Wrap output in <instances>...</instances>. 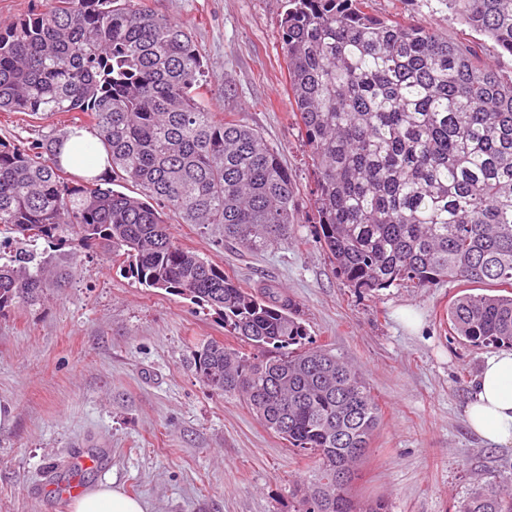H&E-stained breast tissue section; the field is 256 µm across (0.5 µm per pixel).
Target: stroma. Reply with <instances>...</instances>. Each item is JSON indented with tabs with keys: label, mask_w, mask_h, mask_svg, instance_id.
<instances>
[{
	"label": "stroma",
	"mask_w": 512,
	"mask_h": 512,
	"mask_svg": "<svg viewBox=\"0 0 512 512\" xmlns=\"http://www.w3.org/2000/svg\"><path fill=\"white\" fill-rule=\"evenodd\" d=\"M186 25L201 55L203 103L256 131L296 183L287 243L262 254L174 224L183 246L247 288L288 293L310 340L357 367L383 416L352 486L390 512H454L494 483L512 487V446L472 433L465 408L491 347L465 345L448 305L498 287L448 280L430 288L348 287L314 235L309 158L292 111L279 46L282 0H143ZM373 14L481 42L512 72V55L449 14L442 0H371ZM236 345L217 311L147 288L98 250L82 252L71 283L43 303L0 313V512H69L60 477L115 483L148 512H296L290 489L306 462L242 398L197 379V344Z\"/></svg>",
	"instance_id": "stroma-1"
}]
</instances>
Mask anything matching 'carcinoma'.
<instances>
[{"mask_svg": "<svg viewBox=\"0 0 512 512\" xmlns=\"http://www.w3.org/2000/svg\"><path fill=\"white\" fill-rule=\"evenodd\" d=\"M442 2L512 55V0ZM368 8L284 0L281 14L320 246L354 288H512V76L488 65L478 42ZM202 72L188 29L139 0H48L0 31V112L88 119L19 145L0 141V236L17 242L0 254V313L37 306L68 282L48 253L60 242L125 262L139 284L220 312L250 347L199 344L192 367L204 386L242 396L307 460L296 512H389L386 501L351 493L381 420L358 371L309 346L287 293L253 294L170 232L177 217L258 253L294 224L293 178L257 131L205 108ZM77 128L103 146L111 178L62 166L60 148ZM119 179L140 196L114 190ZM448 325L471 346L511 350L512 296L461 295ZM455 512H512V492L489 484Z\"/></svg>", "mask_w": 512, "mask_h": 512, "instance_id": "obj_1", "label": "carcinoma"}]
</instances>
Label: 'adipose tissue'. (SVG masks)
<instances>
[{
    "label": "adipose tissue",
    "instance_id": "adipose-tissue-1",
    "mask_svg": "<svg viewBox=\"0 0 512 512\" xmlns=\"http://www.w3.org/2000/svg\"><path fill=\"white\" fill-rule=\"evenodd\" d=\"M60 160L73 173L104 172L107 155L88 131H78L61 148ZM465 415L471 431L498 447L512 446V351L486 358L474 383ZM70 512H147L144 502L113 485H100L74 498Z\"/></svg>",
    "mask_w": 512,
    "mask_h": 512
}]
</instances>
